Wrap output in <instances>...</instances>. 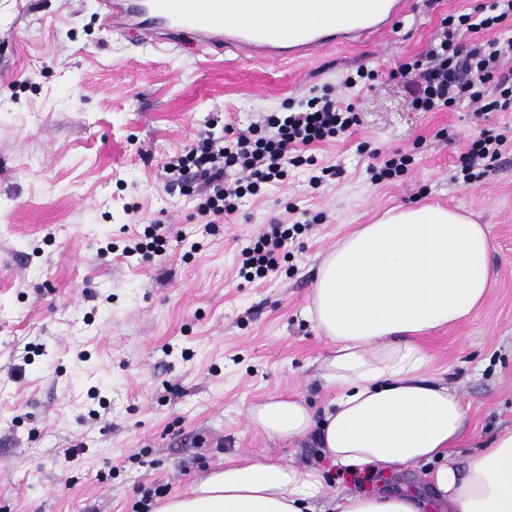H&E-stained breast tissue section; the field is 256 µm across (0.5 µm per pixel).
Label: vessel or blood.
<instances>
[{"label": "vessel or blood", "instance_id": "vessel-or-blood-1", "mask_svg": "<svg viewBox=\"0 0 512 512\" xmlns=\"http://www.w3.org/2000/svg\"><path fill=\"white\" fill-rule=\"evenodd\" d=\"M235 2L232 19L224 16V0H101V6L113 30L134 32L142 43L177 45L189 35L200 50H231L266 63L305 60L330 43L378 37L410 10V0H351L347 22L327 33L298 16L274 25L254 21L251 0Z\"/></svg>", "mask_w": 512, "mask_h": 512}]
</instances>
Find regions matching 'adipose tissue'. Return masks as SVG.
Wrapping results in <instances>:
<instances>
[{
  "mask_svg": "<svg viewBox=\"0 0 512 512\" xmlns=\"http://www.w3.org/2000/svg\"><path fill=\"white\" fill-rule=\"evenodd\" d=\"M490 252L486 226L450 208H393L358 225L322 259L305 309L332 344L322 378L335 398L319 418L301 397L247 414L275 439L313 434L342 469L420 470L428 495H332L320 468L257 457L212 470L153 512H512V427L457 454L468 411L430 374L423 344L484 303Z\"/></svg>",
  "mask_w": 512,
  "mask_h": 512,
  "instance_id": "adipose-tissue-1",
  "label": "adipose tissue"
}]
</instances>
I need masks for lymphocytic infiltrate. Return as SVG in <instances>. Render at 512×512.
<instances>
[{
  "instance_id": "obj_1",
  "label": "lymphocytic infiltrate",
  "mask_w": 512,
  "mask_h": 512,
  "mask_svg": "<svg viewBox=\"0 0 512 512\" xmlns=\"http://www.w3.org/2000/svg\"><path fill=\"white\" fill-rule=\"evenodd\" d=\"M511 18L512 0H490L477 12L443 17L433 48L397 68L414 109L437 112L469 102L484 113L512 111V73L502 69L503 59L512 58V39L460 40L463 32L493 30ZM357 122L354 105H340L326 91L288 111L266 113L236 133L201 136L164 170L169 182L196 184L197 214L202 223L214 224L235 213L244 197L284 180L289 167L314 165L308 149L335 139ZM301 230L298 223L288 227L272 222L270 231L242 249L241 276L252 280L274 272L282 250Z\"/></svg>"
}]
</instances>
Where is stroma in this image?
Segmentation results:
<instances>
[{"label":"stroma","instance_id":"35a3bbf8","mask_svg":"<svg viewBox=\"0 0 512 512\" xmlns=\"http://www.w3.org/2000/svg\"><path fill=\"white\" fill-rule=\"evenodd\" d=\"M486 2L413 0L383 38L264 63L205 56L188 37L141 44L112 32L98 0H0V512H133L143 490L181 493L255 455L323 468L342 494L424 493L417 470L361 485L311 437L277 441L247 420L251 405L286 394L322 414L331 345L304 317L318 264L398 205L458 208L488 226L484 304L427 345L433 375L469 410L466 444L512 426V146L459 177L481 131L512 135V112H418L393 75L432 47L442 17ZM327 88L358 123L311 148L315 167L290 169L209 230L193 194L166 187L163 165L202 133ZM396 151L407 170L373 180ZM317 167L336 174L315 188ZM274 219L309 228L267 278L239 277L241 249ZM157 222L166 252L126 256Z\"/></svg>","mask_w":512,"mask_h":512}]
</instances>
